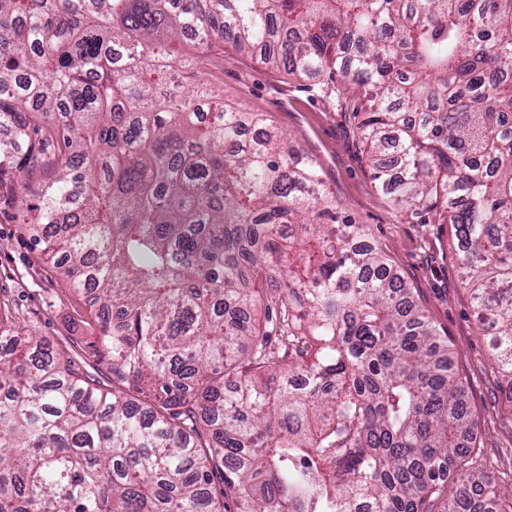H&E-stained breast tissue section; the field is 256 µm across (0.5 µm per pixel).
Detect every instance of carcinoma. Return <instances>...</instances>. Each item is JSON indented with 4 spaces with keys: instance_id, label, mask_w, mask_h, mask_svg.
I'll return each mask as SVG.
<instances>
[{
    "instance_id": "carcinoma-1",
    "label": "carcinoma",
    "mask_w": 512,
    "mask_h": 512,
    "mask_svg": "<svg viewBox=\"0 0 512 512\" xmlns=\"http://www.w3.org/2000/svg\"><path fill=\"white\" fill-rule=\"evenodd\" d=\"M226 40L361 96L373 179L451 225L512 403V0H0V191L112 375L0 313V512H479L471 486L512 512L370 226L167 64Z\"/></svg>"
}]
</instances>
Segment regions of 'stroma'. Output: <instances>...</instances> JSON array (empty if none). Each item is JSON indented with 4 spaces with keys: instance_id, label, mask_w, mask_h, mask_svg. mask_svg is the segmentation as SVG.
<instances>
[{
    "instance_id": "35a3bbf8",
    "label": "stroma",
    "mask_w": 512,
    "mask_h": 512,
    "mask_svg": "<svg viewBox=\"0 0 512 512\" xmlns=\"http://www.w3.org/2000/svg\"><path fill=\"white\" fill-rule=\"evenodd\" d=\"M209 85L250 112L269 113L296 146L320 163L323 176L356 223L369 225L390 262L416 288L420 304L447 334L464 382L463 401L481 423L482 452L496 468L512 471V401L492 361L488 336L478 329L462 285L458 254L446 224H416L397 209L371 178L368 154L353 112L338 111L317 82L270 70L238 53L232 43L209 69ZM14 203L0 197V304L24 331L48 337L75 363L91 367L84 352L88 300L58 276L13 218Z\"/></svg>"
}]
</instances>
